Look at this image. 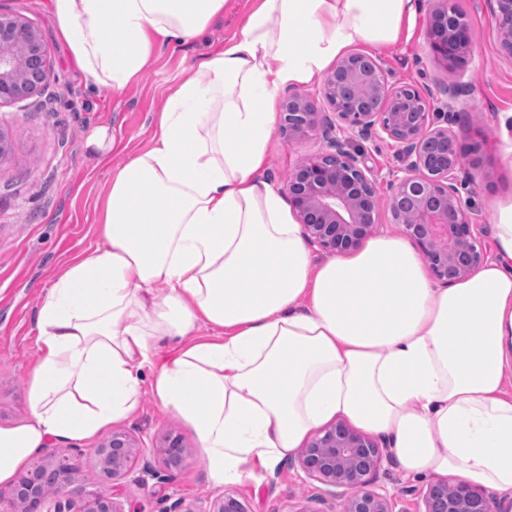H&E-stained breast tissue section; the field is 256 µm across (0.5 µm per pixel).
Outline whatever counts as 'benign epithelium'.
I'll use <instances>...</instances> for the list:
<instances>
[{"instance_id":"obj_1","label":"benign epithelium","mask_w":512,"mask_h":512,"mask_svg":"<svg viewBox=\"0 0 512 512\" xmlns=\"http://www.w3.org/2000/svg\"><path fill=\"white\" fill-rule=\"evenodd\" d=\"M427 41L435 57L455 64L470 46L464 16L434 0ZM497 22L500 53L512 59V0H487ZM49 78L46 50L38 33L16 17L0 16V107L39 93ZM464 74L443 86L446 101L430 121V105L416 88L389 83L373 58L345 56L324 77L321 99L335 121L320 112L317 102L294 95L283 105L282 130L288 139L313 133L326 150L311 155L291 172L288 198L302 225L305 240L333 254L357 250L376 228L379 209L378 173L349 149L351 131L396 144L400 166L389 171L388 206L394 223L412 239L433 274L451 282L471 274L484 260L478 225L472 223L460 188L474 182L462 139L452 128L454 116L466 107ZM163 451L179 465L186 448L167 436ZM134 439L123 432L95 448L98 478L80 477V450L43 454L34 471L20 474L0 492L3 512H123L115 500L114 482L137 454ZM383 455L379 442L343 422L316 433L302 449L303 469L316 480L351 491L344 512H394L392 502L371 490ZM424 512H503L484 491L467 483L452 487L437 481L423 493ZM209 512H244L230 494L215 501Z\"/></svg>"}]
</instances>
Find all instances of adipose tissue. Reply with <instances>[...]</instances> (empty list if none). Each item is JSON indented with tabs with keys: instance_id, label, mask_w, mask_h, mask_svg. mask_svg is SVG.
Returning <instances> with one entry per match:
<instances>
[{
	"instance_id": "adipose-tissue-1",
	"label": "adipose tissue",
	"mask_w": 512,
	"mask_h": 512,
	"mask_svg": "<svg viewBox=\"0 0 512 512\" xmlns=\"http://www.w3.org/2000/svg\"><path fill=\"white\" fill-rule=\"evenodd\" d=\"M89 86L124 89L158 49L202 35L224 0H48ZM417 0H255L240 33L170 96L149 150L112 176L103 243L48 288L29 419L0 427V488L48 439H90L143 390L193 430L219 484L294 457L343 419L408 477L451 473L512 496V197L495 257L437 283L401 235L314 262L264 167L285 86L353 45L408 34ZM218 333L195 339L200 325ZM178 349L153 358L161 340Z\"/></svg>"
}]
</instances>
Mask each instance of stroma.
<instances>
[{
    "label": "stroma",
    "mask_w": 512,
    "mask_h": 512,
    "mask_svg": "<svg viewBox=\"0 0 512 512\" xmlns=\"http://www.w3.org/2000/svg\"><path fill=\"white\" fill-rule=\"evenodd\" d=\"M420 10L409 41L386 48L358 45V52L379 59L389 83L437 91L453 72L434 57L426 40L429 0ZM253 0H226L224 10L201 36L157 53L150 69L117 92L95 91L72 64L68 48L48 11V0H0V13L21 18L39 32L51 74L42 92L25 106L0 109V130L8 152L0 157V426H15L28 416L27 384L38 357L35 317L44 288L60 270L101 245V217L113 170L146 150L156 118L172 88L186 80L202 55L222 48L239 34ZM463 13L472 43L458 70L470 86L468 107L454 129L474 146L475 182L462 197L480 224L484 244L492 242L494 208L512 195V60L499 52L496 21L486 0H453ZM107 127L111 151L88 155L90 130ZM325 144L308 135L288 140L276 132L266 176L284 187L289 173ZM139 444L120 481L125 512H167L177 500L190 512H209L230 493L246 512H341L343 488L311 478L291 458L274 470L257 472L243 483H215L201 460L192 430L164 413L143 394L137 414L118 423ZM182 437L190 452L179 466L168 464L160 445L166 436ZM425 478H404L391 454H384L373 491L390 498L395 512H421Z\"/></svg>",
    "instance_id": "1"
}]
</instances>
